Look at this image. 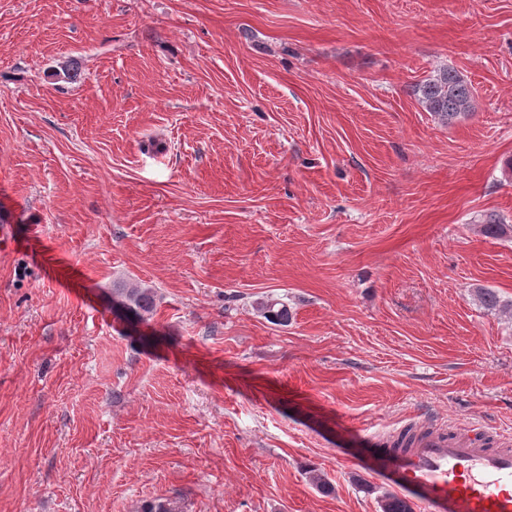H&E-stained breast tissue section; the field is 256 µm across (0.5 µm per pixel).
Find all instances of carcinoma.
<instances>
[{
    "label": "carcinoma",
    "instance_id": "1",
    "mask_svg": "<svg viewBox=\"0 0 512 512\" xmlns=\"http://www.w3.org/2000/svg\"><path fill=\"white\" fill-rule=\"evenodd\" d=\"M424 109L441 124H452L468 115L473 108L474 94L471 85L452 68L435 72L413 89ZM482 230L496 238H512V225L501 223L493 213L484 216ZM478 300L490 313H511L512 300L505 301L491 288L478 289ZM112 302L120 305L128 315L144 321L156 310L154 289L130 285L124 280L112 281ZM256 309L274 325L286 326L293 319V310L281 298H265L256 303Z\"/></svg>",
    "mask_w": 512,
    "mask_h": 512
}]
</instances>
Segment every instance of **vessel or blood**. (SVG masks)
I'll return each mask as SVG.
<instances>
[{"label": "vessel or blood", "mask_w": 512, "mask_h": 512, "mask_svg": "<svg viewBox=\"0 0 512 512\" xmlns=\"http://www.w3.org/2000/svg\"><path fill=\"white\" fill-rule=\"evenodd\" d=\"M399 495L422 512H512V449L435 432L405 453L382 456Z\"/></svg>", "instance_id": "vessel-or-blood-1"}]
</instances>
